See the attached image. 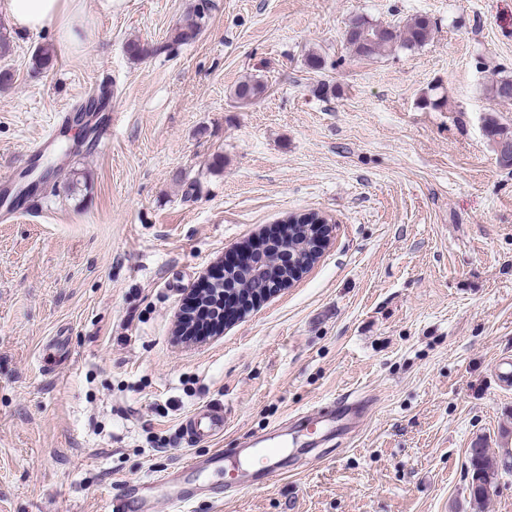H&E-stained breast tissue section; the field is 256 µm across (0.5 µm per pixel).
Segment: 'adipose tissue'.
I'll return each mask as SVG.
<instances>
[{
	"instance_id": "ef3b65f1",
	"label": "adipose tissue",
	"mask_w": 512,
	"mask_h": 512,
	"mask_svg": "<svg viewBox=\"0 0 512 512\" xmlns=\"http://www.w3.org/2000/svg\"><path fill=\"white\" fill-rule=\"evenodd\" d=\"M14 28L40 31L56 27L63 44L77 42L74 26L84 14L82 0H6Z\"/></svg>"
}]
</instances>
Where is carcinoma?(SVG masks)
Instances as JSON below:
<instances>
[{"mask_svg":"<svg viewBox=\"0 0 512 512\" xmlns=\"http://www.w3.org/2000/svg\"><path fill=\"white\" fill-rule=\"evenodd\" d=\"M210 10V0H195L191 15L186 23L175 29L170 41L165 44L148 46L138 40L126 43V54L133 60L148 55L168 52L175 45L194 40L201 31ZM433 24L426 16H416L403 25L373 22L363 16L351 20V27L345 31L344 39L348 48L358 57L375 58L392 53L396 48L413 49L423 46L430 38ZM265 90L264 82L247 79L240 82L234 96L241 102L258 98ZM492 97L501 103L512 104V75H499L491 81ZM469 494L477 503L487 495V485L495 484L499 464L488 450L479 443L469 449Z\"/></svg>","mask_w":512,"mask_h":512,"instance_id":"obj_1","label":"carcinoma"}]
</instances>
